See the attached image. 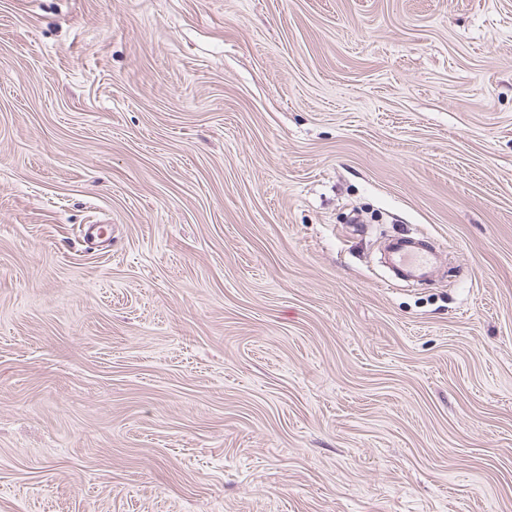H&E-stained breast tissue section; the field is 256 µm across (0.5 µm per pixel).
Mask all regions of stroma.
Listing matches in <instances>:
<instances>
[{
    "label": "stroma",
    "instance_id": "stroma-1",
    "mask_svg": "<svg viewBox=\"0 0 512 512\" xmlns=\"http://www.w3.org/2000/svg\"><path fill=\"white\" fill-rule=\"evenodd\" d=\"M0 512H512V0H0ZM395 263L406 271L416 274L425 271L432 265L436 257L434 247L427 248L425 251L404 249L403 245L396 248Z\"/></svg>",
    "mask_w": 512,
    "mask_h": 512
}]
</instances>
